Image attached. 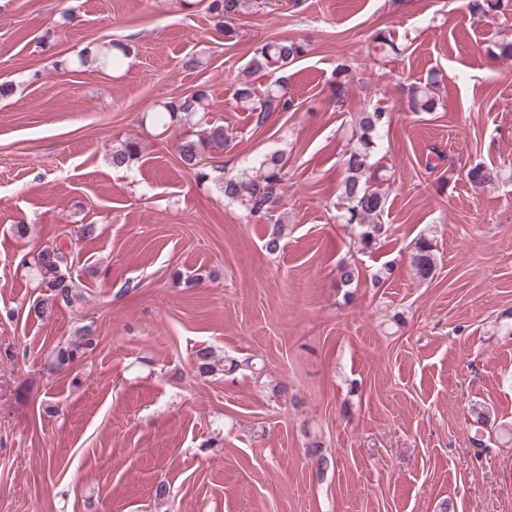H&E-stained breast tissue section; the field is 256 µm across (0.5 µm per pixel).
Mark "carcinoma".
<instances>
[{
    "mask_svg": "<svg viewBox=\"0 0 512 512\" xmlns=\"http://www.w3.org/2000/svg\"><path fill=\"white\" fill-rule=\"evenodd\" d=\"M254 0H210L209 12L214 15L216 25L224 31V37L232 39L237 35L235 21L248 14L254 8ZM469 11L485 18L504 13L506 4L502 0H469ZM306 53L305 43L296 40L274 38L256 49L248 60L245 73L249 75L266 74L276 71L275 78L259 95L248 82H241L236 89L237 103L251 112L255 125L262 126L274 112H287L293 107V100L288 94V77L285 75L293 65ZM126 55L125 48L114 43L104 46L91 54L85 50L79 54L80 63L93 60L100 65L117 66ZM437 80L433 77L411 84L409 107L411 111L429 113L437 105ZM210 102L205 90L200 89L181 97L161 100L155 105L151 120L165 128L179 121H194L198 130L188 137H181L177 144L179 160L183 167L195 173L200 181L210 178L207 168H218L213 164L206 166V154L224 151V144L230 135L224 126L207 120ZM389 122L388 113L374 109L361 112L355 120V143L346 152L343 159V179L340 186V199L343 212L338 218L343 223L355 228L356 238L362 249L373 250L389 237L390 225L383 222L387 194L380 186L373 185L376 175L373 172L371 158L377 148L378 131ZM141 154L140 143L128 138L112 148L110 164L115 169L127 168ZM287 160L285 153L274 151L264 156L258 165L237 174L217 177L224 198L237 204L248 217L266 218L271 230L265 238L264 248L270 254L280 251L281 243L288 235L286 212L281 210L287 184ZM467 179L474 187H483L498 180V171L478 163L470 167ZM70 252L65 245L55 243L43 247L37 255V265L42 275L40 287L46 288L48 298L33 303L28 315L37 319L51 313L55 305H68L74 297L76 285L67 272ZM410 264L415 275L426 280L432 277L436 264L434 245L425 236L418 238L410 256ZM337 281L342 288H350L359 283L361 270L354 262L341 261L336 269ZM96 336L89 325L76 330V340L59 348L56 354L58 367L71 366L88 351L96 347ZM195 365L201 374H209L218 368L224 373L232 374L243 367L251 368L254 358L243 359L226 356L215 360V352L209 347L195 353Z\"/></svg>",
    "mask_w": 512,
    "mask_h": 512,
    "instance_id": "1",
    "label": "carcinoma"
}]
</instances>
